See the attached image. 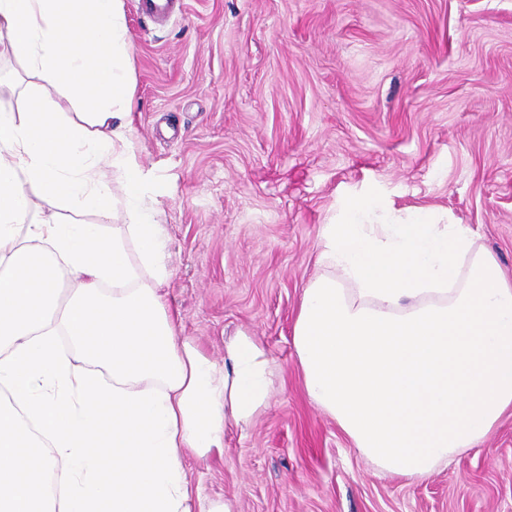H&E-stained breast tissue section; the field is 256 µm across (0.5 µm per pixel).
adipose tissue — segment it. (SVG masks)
<instances>
[{"label":"adipose tissue","mask_w":512,"mask_h":512,"mask_svg":"<svg viewBox=\"0 0 512 512\" xmlns=\"http://www.w3.org/2000/svg\"><path fill=\"white\" fill-rule=\"evenodd\" d=\"M129 45L121 0H0V47L29 77L23 106L0 97V512H231L200 504L183 457L223 447L267 404L253 337L218 365L174 333L167 233L133 156ZM475 237L365 195L324 226L333 273L301 297L309 399L407 479L512 412V281Z\"/></svg>","instance_id":"adipose-tissue-1"}]
</instances>
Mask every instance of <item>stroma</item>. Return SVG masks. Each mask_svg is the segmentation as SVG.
Returning <instances> with one entry per match:
<instances>
[{
	"label": "stroma",
	"instance_id": "stroma-1",
	"mask_svg": "<svg viewBox=\"0 0 512 512\" xmlns=\"http://www.w3.org/2000/svg\"><path fill=\"white\" fill-rule=\"evenodd\" d=\"M131 140L169 234L177 336L216 363L270 360L266 407L188 455L233 512H512V415L422 479L359 455L307 397L293 344L322 231L373 190L469 225L512 278V0H185L163 25L123 0Z\"/></svg>",
	"mask_w": 512,
	"mask_h": 512
}]
</instances>
